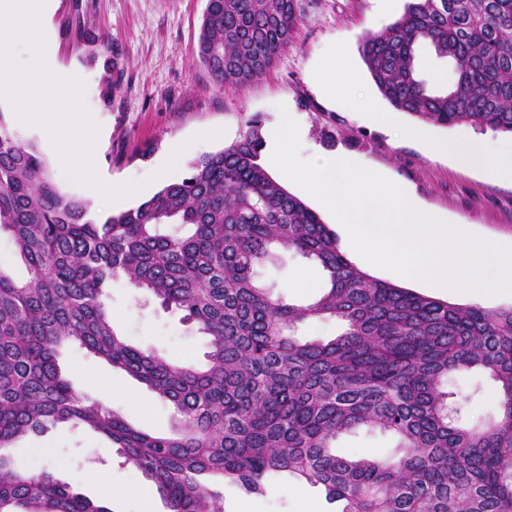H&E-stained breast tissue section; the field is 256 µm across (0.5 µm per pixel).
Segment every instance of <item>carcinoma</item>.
<instances>
[{
  "label": "carcinoma",
  "mask_w": 512,
  "mask_h": 512,
  "mask_svg": "<svg viewBox=\"0 0 512 512\" xmlns=\"http://www.w3.org/2000/svg\"><path fill=\"white\" fill-rule=\"evenodd\" d=\"M299 21V0H207L198 60L220 87L250 83ZM422 44L451 62L446 89L420 78ZM360 55L394 110L512 134V0H408ZM262 146L255 115L181 182L98 221L59 190L34 145L0 125V233L28 272L16 281L0 264V512H111L49 472L14 469V440L59 423L116 445L170 512H224L210 483L261 495L284 475L322 488L334 512H512V307L452 304L360 270L272 178ZM277 247L321 270L319 299L286 304L260 283ZM116 277L196 325L206 363L119 336L105 303ZM312 319L335 321V337L302 338ZM67 345L169 402L175 431L151 433L79 394L57 359ZM463 370L496 384V421L448 417V378ZM362 429L395 436L398 453H336L337 439Z\"/></svg>",
  "instance_id": "1"
}]
</instances>
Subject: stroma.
<instances>
[{"label":"stroma","mask_w":512,"mask_h":512,"mask_svg":"<svg viewBox=\"0 0 512 512\" xmlns=\"http://www.w3.org/2000/svg\"><path fill=\"white\" fill-rule=\"evenodd\" d=\"M205 5L206 0H54L55 60L63 73L84 83V103L106 134L97 155L105 173L151 180L170 142L180 138L194 144L169 177L181 182L196 157L234 143L246 119L259 116L267 131L279 124L285 110L300 126L302 157H353L409 186L449 223L468 225L474 235L512 247V183L434 157L424 146L404 140L402 131L414 126L415 118L391 110L360 56L363 38L399 18L406 0H301L293 41L275 65L258 80L224 89L212 83L194 58ZM78 28L87 33L88 42H74L72 33ZM334 59L345 62L363 97L388 111L387 125L372 123L366 113L336 98L325 71ZM12 112V105L0 104V123L21 143L37 147L59 189L88 201L98 216L111 215L108 203L88 196L66 175L40 131L15 124ZM262 281L271 285L273 297L302 304L321 294L323 277L317 267L278 248L263 269ZM106 304L114 329L129 344L168 359L203 360L206 336L183 322L179 311L162 309L143 290L115 280L106 290ZM59 363L81 394L151 432L170 433L171 406L125 373L77 347L63 350ZM100 379L107 389L97 387ZM448 389L465 420L497 419L499 397L486 375L455 373ZM397 444L391 435L363 432L341 439L337 450L349 457H383L395 454ZM11 456L16 470L51 472L91 500L134 486L151 499L152 512H168L150 482L118 455L116 446L84 427L59 424L24 437ZM90 468L99 472L100 484L85 483L83 474ZM221 491L224 512H326L321 492L293 479L258 497L243 496L231 484Z\"/></svg>","instance_id":"1"}]
</instances>
